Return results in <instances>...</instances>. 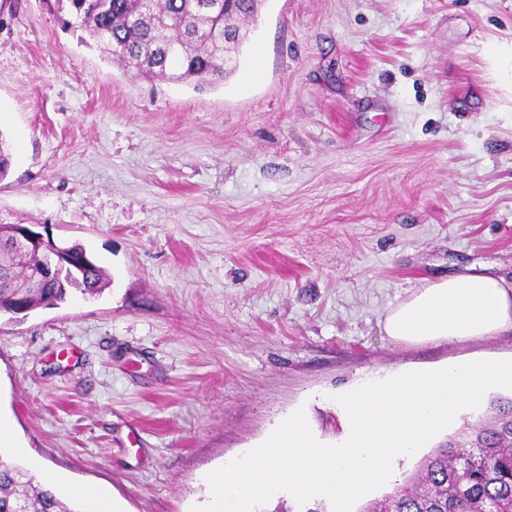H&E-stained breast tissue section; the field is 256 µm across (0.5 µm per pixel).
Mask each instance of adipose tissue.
<instances>
[{"label": "adipose tissue", "instance_id": "ef3b65f1", "mask_svg": "<svg viewBox=\"0 0 512 512\" xmlns=\"http://www.w3.org/2000/svg\"><path fill=\"white\" fill-rule=\"evenodd\" d=\"M512 329V286L488 274H455L413 289L386 313L382 331L398 344L454 342Z\"/></svg>", "mask_w": 512, "mask_h": 512}]
</instances>
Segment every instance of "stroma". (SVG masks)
<instances>
[{
	"instance_id": "35a3bbf8",
	"label": "stroma",
	"mask_w": 512,
	"mask_h": 512,
	"mask_svg": "<svg viewBox=\"0 0 512 512\" xmlns=\"http://www.w3.org/2000/svg\"><path fill=\"white\" fill-rule=\"evenodd\" d=\"M223 83L114 64L46 0H0V224L81 244L103 289L0 319V413L118 512H191L203 473L336 391L512 359V330L405 346L440 275L512 284V0H260Z\"/></svg>"
}]
</instances>
